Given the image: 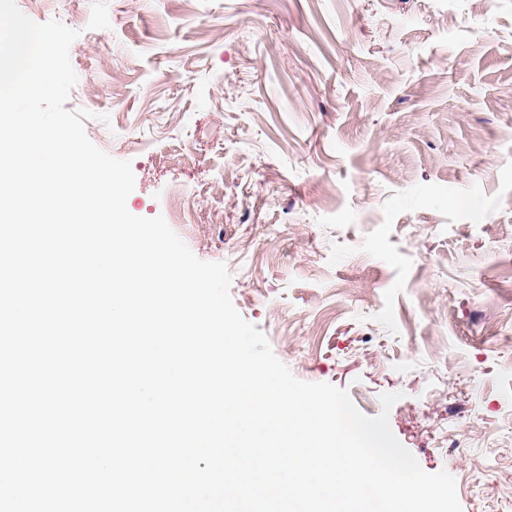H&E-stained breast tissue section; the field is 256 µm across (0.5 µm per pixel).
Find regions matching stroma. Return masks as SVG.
<instances>
[{
  "instance_id": "stroma-1",
  "label": "stroma",
  "mask_w": 512,
  "mask_h": 512,
  "mask_svg": "<svg viewBox=\"0 0 512 512\" xmlns=\"http://www.w3.org/2000/svg\"><path fill=\"white\" fill-rule=\"evenodd\" d=\"M97 147L293 375L512 512V0H16ZM190 208L175 216L174 201Z\"/></svg>"
}]
</instances>
